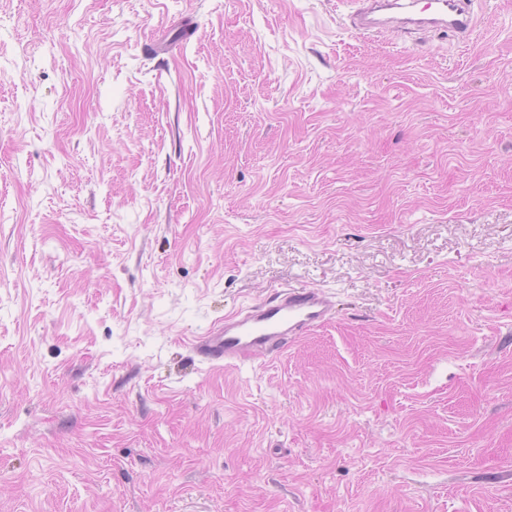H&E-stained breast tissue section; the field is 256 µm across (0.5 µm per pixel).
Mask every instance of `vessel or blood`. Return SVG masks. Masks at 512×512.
Listing matches in <instances>:
<instances>
[{
	"label": "vessel or blood",
	"mask_w": 512,
	"mask_h": 512,
	"mask_svg": "<svg viewBox=\"0 0 512 512\" xmlns=\"http://www.w3.org/2000/svg\"><path fill=\"white\" fill-rule=\"evenodd\" d=\"M349 4V26L363 34L432 29L469 36L477 27L470 0H349ZM335 311L336 301L325 290H281L225 317L193 348L207 360L228 365L270 359L296 337L324 325Z\"/></svg>",
	"instance_id": "b4317fda"
}]
</instances>
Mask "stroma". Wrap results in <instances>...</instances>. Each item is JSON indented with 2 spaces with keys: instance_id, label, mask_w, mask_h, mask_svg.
<instances>
[{
  "instance_id": "stroma-1",
  "label": "stroma",
  "mask_w": 512,
  "mask_h": 512,
  "mask_svg": "<svg viewBox=\"0 0 512 512\" xmlns=\"http://www.w3.org/2000/svg\"><path fill=\"white\" fill-rule=\"evenodd\" d=\"M0 0V512H512V0ZM278 357L193 343L273 290ZM349 27L363 34L432 29L471 36L477 27L470 0H350ZM421 5V7H419ZM336 311V300L317 288L285 289L225 317L198 338L194 350L209 361L236 365L248 359H270L298 336L324 325Z\"/></svg>"
}]
</instances>
